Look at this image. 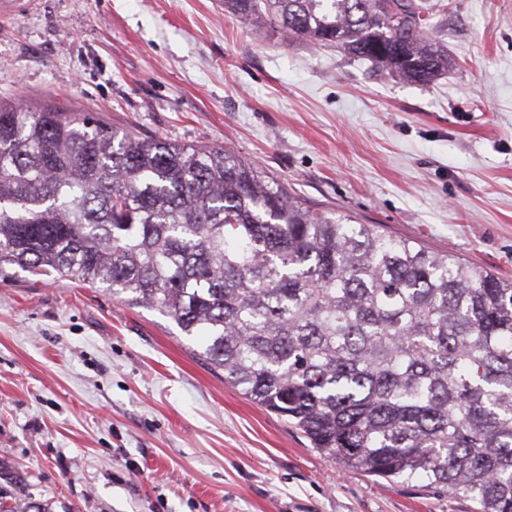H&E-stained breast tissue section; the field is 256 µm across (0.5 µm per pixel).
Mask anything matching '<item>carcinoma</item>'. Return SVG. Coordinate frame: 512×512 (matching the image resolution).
<instances>
[{"label":"carcinoma","mask_w":512,"mask_h":512,"mask_svg":"<svg viewBox=\"0 0 512 512\" xmlns=\"http://www.w3.org/2000/svg\"><path fill=\"white\" fill-rule=\"evenodd\" d=\"M427 83L426 0H224ZM170 318L224 382L344 467L512 512V279L314 210L227 146L0 104V276Z\"/></svg>","instance_id":"1"}]
</instances>
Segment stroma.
Here are the masks:
<instances>
[{"label":"stroma","instance_id":"obj_1","mask_svg":"<svg viewBox=\"0 0 512 512\" xmlns=\"http://www.w3.org/2000/svg\"><path fill=\"white\" fill-rule=\"evenodd\" d=\"M0 100L227 146L316 209L512 277V0H435L451 64L398 80L216 0H24ZM475 512L347 470L157 311L0 278V512Z\"/></svg>","mask_w":512,"mask_h":512}]
</instances>
